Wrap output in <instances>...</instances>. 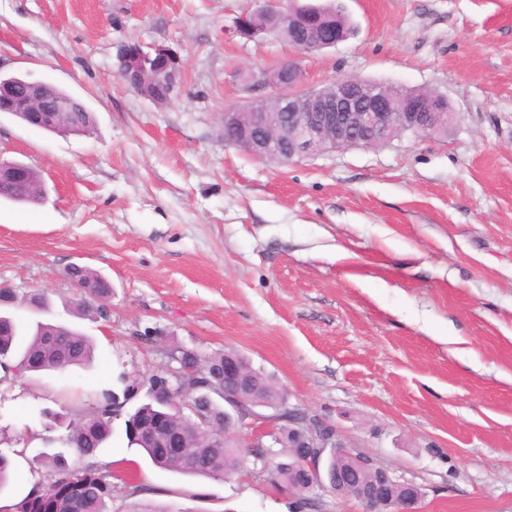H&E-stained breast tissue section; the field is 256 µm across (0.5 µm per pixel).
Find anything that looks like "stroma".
I'll list each match as a JSON object with an SVG mask.
<instances>
[{
  "instance_id": "35a3bbf8",
  "label": "stroma",
  "mask_w": 512,
  "mask_h": 512,
  "mask_svg": "<svg viewBox=\"0 0 512 512\" xmlns=\"http://www.w3.org/2000/svg\"><path fill=\"white\" fill-rule=\"evenodd\" d=\"M339 2L354 35L297 55L237 35L263 0H0V72L53 83L96 118L62 136L0 112V158L48 189L40 206L0 203V282L48 299L11 314L95 342L90 367L0 384V436L18 451L1 499L32 479L42 409L91 408L118 372L165 366L137 336L155 327L204 355L244 354L291 404L421 485L420 512H512V0ZM129 42L177 52L170 102L120 82ZM291 57L304 86L433 90L454 117L287 164L225 142V111L271 94L238 73ZM74 263L110 281L108 319L74 317ZM113 426L99 458L112 512H364L272 486L252 446L266 422L241 427L244 466L221 481L154 467Z\"/></svg>"
}]
</instances>
